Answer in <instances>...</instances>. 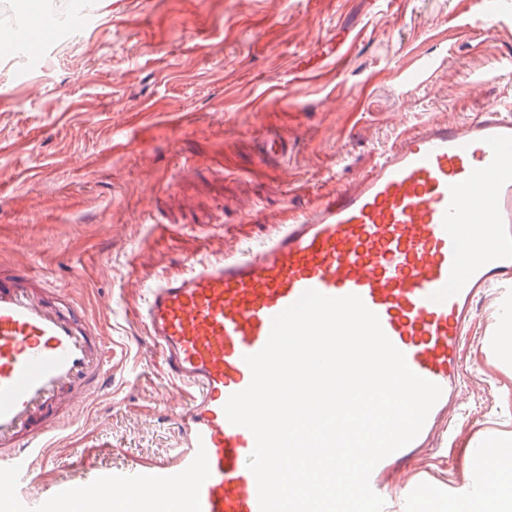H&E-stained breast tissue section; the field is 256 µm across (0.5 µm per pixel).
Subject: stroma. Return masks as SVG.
Wrapping results in <instances>:
<instances>
[{"mask_svg":"<svg viewBox=\"0 0 512 512\" xmlns=\"http://www.w3.org/2000/svg\"><path fill=\"white\" fill-rule=\"evenodd\" d=\"M95 2L72 53L0 56V262L48 275L113 352L109 396L60 429L31 491L182 452L188 395L133 315L147 281L260 241L420 121L512 101V16L476 24L472 0ZM504 331L483 296L454 437L395 489L396 512L417 487L479 484L486 441L512 456Z\"/></svg>","mask_w":512,"mask_h":512,"instance_id":"stroma-1","label":"stroma"}]
</instances>
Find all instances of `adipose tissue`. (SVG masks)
<instances>
[{
	"mask_svg": "<svg viewBox=\"0 0 512 512\" xmlns=\"http://www.w3.org/2000/svg\"><path fill=\"white\" fill-rule=\"evenodd\" d=\"M486 455L482 482L455 500L454 512H512V459L496 448Z\"/></svg>",
	"mask_w": 512,
	"mask_h": 512,
	"instance_id": "ef3b65f1",
	"label": "adipose tissue"
}]
</instances>
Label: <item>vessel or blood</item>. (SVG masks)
<instances>
[{"instance_id": "1", "label": "vessel or blood", "mask_w": 512, "mask_h": 512, "mask_svg": "<svg viewBox=\"0 0 512 512\" xmlns=\"http://www.w3.org/2000/svg\"><path fill=\"white\" fill-rule=\"evenodd\" d=\"M485 224L482 241L468 226ZM505 289L512 315V106L468 120L431 118L404 130L367 172L326 191L258 245L153 279L136 316L171 386L188 392L178 419L186 450L172 464L57 487L73 501L134 485L158 512H260L248 468L255 438L224 406L252 379L246 356L267 343L273 319L304 292L358 295L418 376L442 395L418 436L382 459L370 486L389 498L442 439L463 391L460 351L474 305ZM110 352L95 322L44 275L0 265V496L52 435L109 390Z\"/></svg>"}]
</instances>
